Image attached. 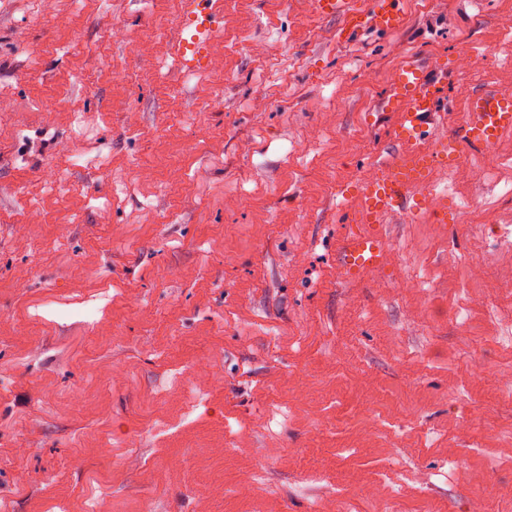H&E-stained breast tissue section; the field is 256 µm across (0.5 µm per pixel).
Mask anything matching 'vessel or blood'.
Segmentation results:
<instances>
[{
  "mask_svg": "<svg viewBox=\"0 0 512 512\" xmlns=\"http://www.w3.org/2000/svg\"><path fill=\"white\" fill-rule=\"evenodd\" d=\"M313 4L319 15L338 19L336 39L340 42L368 31L396 32L406 23L402 0H313ZM219 23L215 0H184L177 33L181 69L194 72L205 66ZM442 83L431 67L417 61L404 63L391 76L384 106L398 115L395 135L404 151L358 192L360 205L351 213L353 228L340 251L341 266L349 279L384 265L385 240L376 231L383 215L399 210L408 193L427 184L433 169L457 168L466 149L490 146L512 129V96L492 93L473 98L466 121L452 133L427 142V125Z\"/></svg>",
  "mask_w": 512,
  "mask_h": 512,
  "instance_id": "b4317fda",
  "label": "vessel or blood"
}]
</instances>
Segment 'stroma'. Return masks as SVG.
<instances>
[{"label":"stroma","instance_id":"stroma-1","mask_svg":"<svg viewBox=\"0 0 512 512\" xmlns=\"http://www.w3.org/2000/svg\"><path fill=\"white\" fill-rule=\"evenodd\" d=\"M404 8L219 0L184 72L182 0H0V512H512V131L340 266L392 71L512 94V0ZM316 12L322 17L337 18L336 40L345 42L368 31L384 33L401 30L406 13L401 0H313Z\"/></svg>","mask_w":512,"mask_h":512}]
</instances>
